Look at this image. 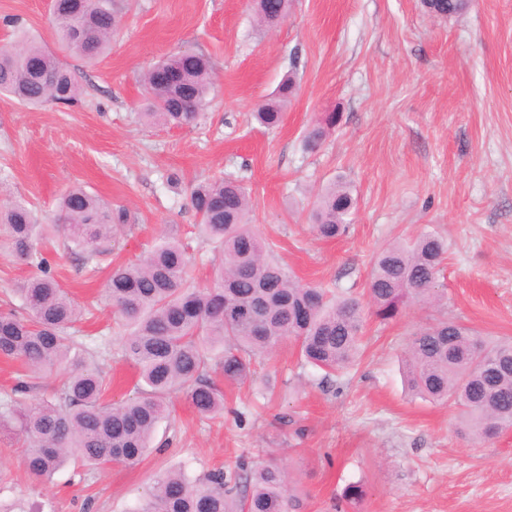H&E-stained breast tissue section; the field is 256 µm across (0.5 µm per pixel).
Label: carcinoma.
Returning a JSON list of instances; mask_svg holds the SVG:
<instances>
[{
  "label": "carcinoma",
  "mask_w": 512,
  "mask_h": 512,
  "mask_svg": "<svg viewBox=\"0 0 512 512\" xmlns=\"http://www.w3.org/2000/svg\"><path fill=\"white\" fill-rule=\"evenodd\" d=\"M291 0H255L263 27L288 18ZM52 16L61 49L94 60L110 50L120 14L116 0H53ZM466 0H435L433 9L452 16ZM177 70L172 86L155 82L153 69L142 78L150 123L194 128L204 119L213 87L209 61L175 54L157 62ZM29 107L69 106L80 87L52 51L24 33L14 50H0V93ZM294 84L283 81L258 106L254 117L270 129L282 124ZM339 114L325 112L305 146L313 150L336 127ZM200 218V235L220 257L212 284L192 276L195 258L174 233L164 236L144 258L111 271L106 292L119 315L123 358L139 374L125 401H106L110 380L89 363L90 350L76 336L81 308L58 283L41 244L55 236L69 254L87 264L108 253L112 236L128 223L123 207H112L80 185L61 197L57 213L41 217L24 202L0 209V235L12 253L31 268L17 293L23 313L0 311V356L21 361L34 374L65 370L49 398L27 400L21 383L0 401V433L22 441L28 471L51 477L76 456L89 468L110 463L133 465L150 447L165 418L171 395L182 393L198 415L224 416V391L207 372L219 356L224 381L252 380L253 362L291 339L304 363L330 380L351 367L362 344L360 302L329 288L303 285L270 255L266 240L252 228L250 192L234 178L199 184L190 194ZM356 198L349 185L334 181L311 211L312 228L322 239L347 233ZM448 248L426 233L412 243H392L372 259L368 297L382 322L417 304L447 299L439 283ZM410 391L432 402L453 401L461 432L477 441L512 428V341L487 342L470 328L441 320L415 333L405 360ZM137 512H296L289 472L274 462L218 469L197 480L180 470L159 476Z\"/></svg>",
  "instance_id": "obj_1"
}]
</instances>
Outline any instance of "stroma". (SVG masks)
<instances>
[{"instance_id": "35a3bbf8", "label": "stroma", "mask_w": 512, "mask_h": 512, "mask_svg": "<svg viewBox=\"0 0 512 512\" xmlns=\"http://www.w3.org/2000/svg\"><path fill=\"white\" fill-rule=\"evenodd\" d=\"M117 4L107 56L63 55L77 102L30 109L0 95V206L22 200L51 217L79 183L129 211L99 271L61 243L44 247L58 282L92 310L79 329L112 376L110 399L125 397L136 370L120 357L107 267L138 259L170 230L190 243L194 277L212 280L219 259L190 235L189 193L222 175L244 180L255 230L300 283L367 302L373 254L431 232L448 242V300L388 323L365 312L362 356L332 383L286 341L257 361L252 382L224 385L223 418H201L174 395L133 466L69 464L40 480L2 433L0 506L136 512L165 470L200 477L244 454L290 470L298 512H344L341 494L357 482L366 489L359 512H512V430L484 443L462 436L454 406L411 396L404 366L412 335L442 318L512 338V0H470L447 18L423 0H291L271 31L251 0ZM22 30L59 50L51 0H0V49ZM183 52L208 58L214 73L202 124L141 121L143 72ZM288 76L295 90L282 125L261 127L253 112ZM321 112L339 121L311 151L304 140ZM337 179L357 206L347 235L322 241L309 210Z\"/></svg>"}]
</instances>
